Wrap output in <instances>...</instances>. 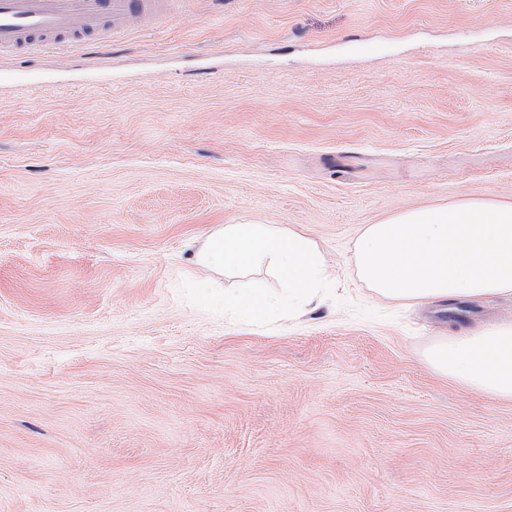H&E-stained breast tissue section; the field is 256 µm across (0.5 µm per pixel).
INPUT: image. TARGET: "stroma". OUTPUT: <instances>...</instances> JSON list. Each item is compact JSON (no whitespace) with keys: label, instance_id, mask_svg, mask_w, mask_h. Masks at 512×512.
<instances>
[{"label":"stroma","instance_id":"stroma-1","mask_svg":"<svg viewBox=\"0 0 512 512\" xmlns=\"http://www.w3.org/2000/svg\"><path fill=\"white\" fill-rule=\"evenodd\" d=\"M462 198L512 202V0H175L0 58V512H512V400L428 362L512 299L396 308L355 265ZM251 223L317 243L324 306L225 316L276 275L188 259Z\"/></svg>","mask_w":512,"mask_h":512}]
</instances>
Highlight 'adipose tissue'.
I'll return each instance as SVG.
<instances>
[{"instance_id": "obj_1", "label": "adipose tissue", "mask_w": 512, "mask_h": 512, "mask_svg": "<svg viewBox=\"0 0 512 512\" xmlns=\"http://www.w3.org/2000/svg\"><path fill=\"white\" fill-rule=\"evenodd\" d=\"M262 263L276 289L226 292V311L247 321L299 317L322 301L333 280L318 245L297 230L269 224H227L194 253L197 271L246 270ZM356 266L381 299L404 306L512 296V203L463 198L409 210L364 225ZM428 361L440 375L499 399H512V323L438 343Z\"/></svg>"}]
</instances>
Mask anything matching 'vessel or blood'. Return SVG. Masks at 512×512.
<instances>
[{"mask_svg": "<svg viewBox=\"0 0 512 512\" xmlns=\"http://www.w3.org/2000/svg\"><path fill=\"white\" fill-rule=\"evenodd\" d=\"M166 0H0V57L35 56L89 38L107 42Z\"/></svg>", "mask_w": 512, "mask_h": 512, "instance_id": "b4317fda", "label": "vessel or blood"}]
</instances>
